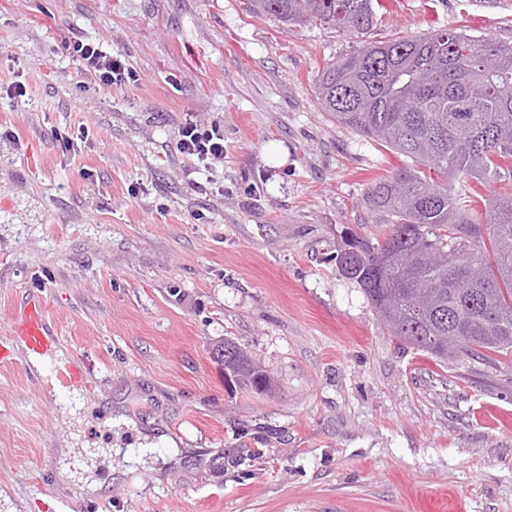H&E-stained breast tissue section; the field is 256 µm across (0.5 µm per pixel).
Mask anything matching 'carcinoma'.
I'll return each instance as SVG.
<instances>
[{
  "mask_svg": "<svg viewBox=\"0 0 512 512\" xmlns=\"http://www.w3.org/2000/svg\"><path fill=\"white\" fill-rule=\"evenodd\" d=\"M285 26L353 35L380 0H250ZM323 111L408 163L366 187L377 234L344 235L345 278L400 342L439 362L496 366L512 353V44L433 28L363 41L315 81ZM491 187L493 192L484 194ZM224 373L262 392L271 377L236 343Z\"/></svg>",
  "mask_w": 512,
  "mask_h": 512,
  "instance_id": "1",
  "label": "carcinoma"
}]
</instances>
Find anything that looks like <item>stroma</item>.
Listing matches in <instances>:
<instances>
[{
  "label": "stroma",
  "mask_w": 512,
  "mask_h": 512,
  "mask_svg": "<svg viewBox=\"0 0 512 512\" xmlns=\"http://www.w3.org/2000/svg\"><path fill=\"white\" fill-rule=\"evenodd\" d=\"M247 0H0V338L26 298L82 361L52 393L0 369V512H512V354L464 372L398 343L334 255L399 165L323 112L314 80L354 37ZM456 30L512 43V0H388L370 41ZM99 42L139 81L99 88L63 48ZM224 125L193 171L186 116ZM274 380L228 389L214 345ZM76 416L60 419L62 407ZM90 449L105 487L60 495L47 462Z\"/></svg>",
  "instance_id": "1"
}]
</instances>
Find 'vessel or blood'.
Segmentation results:
<instances>
[{"mask_svg":"<svg viewBox=\"0 0 512 512\" xmlns=\"http://www.w3.org/2000/svg\"><path fill=\"white\" fill-rule=\"evenodd\" d=\"M22 342L34 354L47 358L46 383L48 387L67 389L79 385L85 378V366L78 361H64L53 357L56 342L44 303L34 299L27 303L17 322L12 337L0 340V367L12 364L13 344Z\"/></svg>","mask_w":512,"mask_h":512,"instance_id":"1","label":"vessel or blood"}]
</instances>
